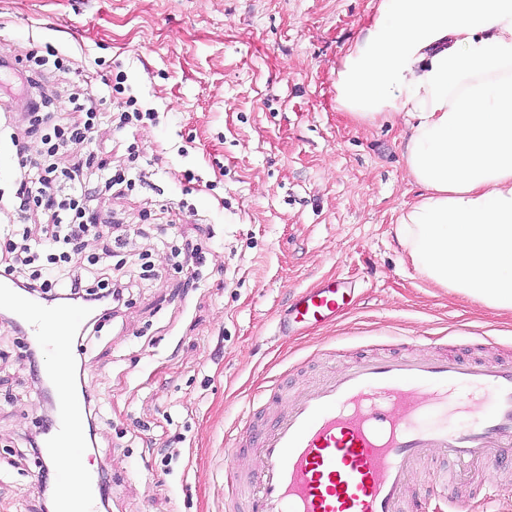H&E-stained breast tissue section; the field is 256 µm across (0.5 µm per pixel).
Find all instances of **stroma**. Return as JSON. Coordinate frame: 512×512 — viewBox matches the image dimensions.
<instances>
[{"instance_id": "stroma-1", "label": "stroma", "mask_w": 512, "mask_h": 512, "mask_svg": "<svg viewBox=\"0 0 512 512\" xmlns=\"http://www.w3.org/2000/svg\"><path fill=\"white\" fill-rule=\"evenodd\" d=\"M371 12L372 0H0V56L69 55L93 92L122 82L158 114L99 132L112 160L137 141L154 163L152 188L102 207L133 224L127 269L146 253L159 272L134 280L83 357L97 412L87 457L108 512H224L225 473L258 468L225 441L270 381L295 390L406 336L452 341L464 360L512 345V315L433 286L403 257L394 221L421 189L401 123L358 125L336 108V66ZM184 205L166 234L161 212ZM177 240L202 248L201 268L172 253ZM326 277L351 302L326 326L291 324L293 300ZM14 339L0 326V512H47L55 492L27 440L50 410ZM448 494L466 512H512V469L475 461Z\"/></svg>"}]
</instances>
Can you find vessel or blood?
<instances>
[{"label": "vessel or blood", "mask_w": 512, "mask_h": 512, "mask_svg": "<svg viewBox=\"0 0 512 512\" xmlns=\"http://www.w3.org/2000/svg\"><path fill=\"white\" fill-rule=\"evenodd\" d=\"M350 294L332 278L305 289L293 320L327 323ZM0 306L13 312L27 341L40 345L78 336L88 317L79 306L33 305L3 276ZM51 378L65 392L41 456L53 460L63 448L84 456L86 393L73 385L68 364ZM462 387L490 396L491 410L454 430L426 421L435 407L469 411L453 396ZM266 405L272 426L261 429L259 414L250 413L229 442L255 447L259 468L231 482L226 512H427L426 497L407 496L422 460L445 454L463 470L476 460L512 457V354L466 363L449 343L432 354L407 344L327 370L293 393L270 386ZM58 478L65 488L56 512H95L104 496L98 473L62 472Z\"/></svg>", "instance_id": "1"}]
</instances>
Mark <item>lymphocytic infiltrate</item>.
I'll return each instance as SVG.
<instances>
[{"label":"lymphocytic infiltrate","instance_id":"obj_1","mask_svg":"<svg viewBox=\"0 0 512 512\" xmlns=\"http://www.w3.org/2000/svg\"><path fill=\"white\" fill-rule=\"evenodd\" d=\"M69 65L64 54H28L19 79L27 127L14 125L10 109L0 110V135L9 139L18 161L14 193L0 201V210L12 215L0 226V276L44 300L84 304L94 310L91 324L97 328L125 305L130 289L122 265L112 261L111 245L87 250L101 227L116 222L101 213L98 201L148 184L151 173L137 163L138 144L128 146V164L112 166L105 143L94 136L102 124L122 130L155 121L158 114L139 109L131 97L98 98L79 85L62 95L44 85L48 69L63 72ZM35 134L40 146L34 150L28 139ZM35 211L45 220L33 226L28 216Z\"/></svg>","mask_w":512,"mask_h":512}]
</instances>
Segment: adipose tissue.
Masks as SVG:
<instances>
[{
    "instance_id": "1",
    "label": "adipose tissue",
    "mask_w": 512,
    "mask_h": 512,
    "mask_svg": "<svg viewBox=\"0 0 512 512\" xmlns=\"http://www.w3.org/2000/svg\"><path fill=\"white\" fill-rule=\"evenodd\" d=\"M334 89L352 122L403 124L417 274L512 313V0H373Z\"/></svg>"
}]
</instances>
